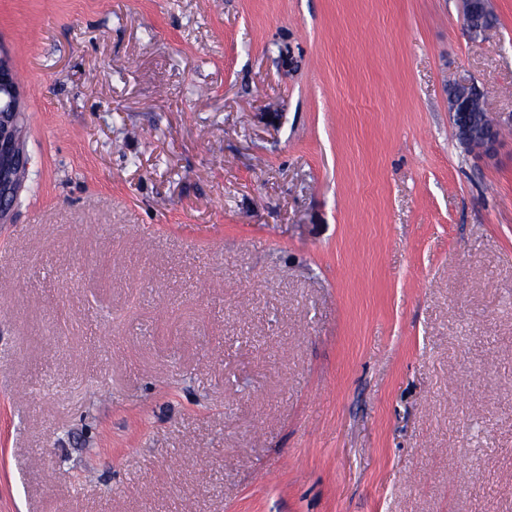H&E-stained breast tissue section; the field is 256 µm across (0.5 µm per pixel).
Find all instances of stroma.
Returning a JSON list of instances; mask_svg holds the SVG:
<instances>
[{
    "mask_svg": "<svg viewBox=\"0 0 512 512\" xmlns=\"http://www.w3.org/2000/svg\"><path fill=\"white\" fill-rule=\"evenodd\" d=\"M0 0V512H512V0ZM19 93L9 68L0 57V220L21 186L12 177L14 170H25L19 146ZM482 92L472 82L457 80L448 86V112L455 127V120L475 99L482 98ZM456 131V127H455ZM471 113L462 138L463 147L475 157L492 159L497 154L501 138V124L486 112L483 102ZM486 112V113H482Z\"/></svg>",
    "mask_w": 512,
    "mask_h": 512,
    "instance_id": "stroma-1",
    "label": "stroma"
}]
</instances>
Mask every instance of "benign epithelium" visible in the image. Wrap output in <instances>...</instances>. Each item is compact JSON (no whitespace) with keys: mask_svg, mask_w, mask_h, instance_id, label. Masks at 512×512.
Returning a JSON list of instances; mask_svg holds the SVG:
<instances>
[{"mask_svg":"<svg viewBox=\"0 0 512 512\" xmlns=\"http://www.w3.org/2000/svg\"><path fill=\"white\" fill-rule=\"evenodd\" d=\"M482 92L473 83L457 80L448 86V112L452 119L463 114ZM19 93L9 68L0 59V220L20 189L12 177L15 170L26 167L19 146ZM501 138V124L489 113L477 112L470 116L462 138L463 147L478 158L492 159L497 154Z\"/></svg>","mask_w":512,"mask_h":512,"instance_id":"1","label":"benign epithelium"}]
</instances>
